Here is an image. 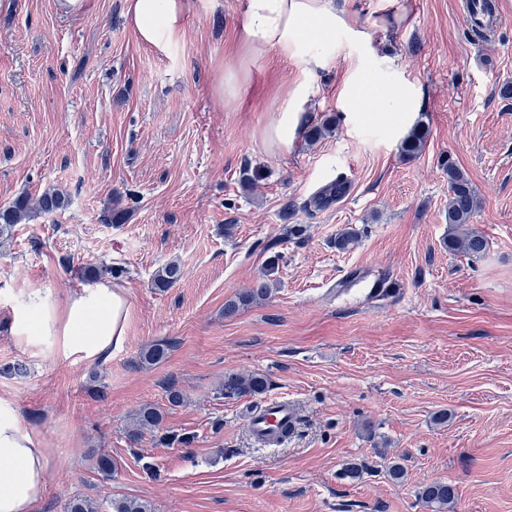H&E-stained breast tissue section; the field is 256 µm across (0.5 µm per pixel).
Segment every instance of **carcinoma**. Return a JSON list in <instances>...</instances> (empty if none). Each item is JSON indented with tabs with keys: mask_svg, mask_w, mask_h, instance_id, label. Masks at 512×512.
Listing matches in <instances>:
<instances>
[{
	"mask_svg": "<svg viewBox=\"0 0 512 512\" xmlns=\"http://www.w3.org/2000/svg\"><path fill=\"white\" fill-rule=\"evenodd\" d=\"M336 127V116H328L317 123L303 126V138L314 143L332 132ZM428 137L426 127L418 123L409 130L400 143L401 154L406 159H413L422 153ZM448 174V239L445 242L448 252H462L470 257L482 256L488 248L487 239L468 227L480 207L477 192L466 173L454 162L445 163ZM68 206V197L60 191L45 192L36 199L27 195L18 196L12 204L0 210V237L12 231L14 225L28 218L34 211L51 213ZM281 255L274 254L267 260L265 280L254 288L238 294L224 305V313L231 315L239 308L249 306L268 297L273 288L270 277L278 269ZM181 268L170 262L158 270L154 276L157 288H169L181 278ZM167 354V345L156 343L143 349L140 362L144 365H155ZM268 389L266 376L253 374L227 373L224 375L223 395L226 398H241L265 393ZM163 419L161 409L153 404L140 406L133 414L127 436L130 443H138L143 435L160 427ZM418 497L433 508L434 512H446L453 508L458 495L454 485L445 480H435L419 488ZM151 512L148 503L136 497H118L106 501V505L97 504L88 499L77 498L69 502L67 512Z\"/></svg>",
	"mask_w": 512,
	"mask_h": 512,
	"instance_id": "cac0c4a2",
	"label": "carcinoma"
}]
</instances>
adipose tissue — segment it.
<instances>
[{"label":"adipose tissue","mask_w":512,"mask_h":512,"mask_svg":"<svg viewBox=\"0 0 512 512\" xmlns=\"http://www.w3.org/2000/svg\"><path fill=\"white\" fill-rule=\"evenodd\" d=\"M243 23L237 35L246 60L269 52L300 59L303 74L312 61L300 56L305 23L323 32L348 26L352 14L338 0H240ZM198 0H126L123 19L137 41L159 55L183 40ZM128 300L122 289L101 281L64 298L30 291L28 307L12 318V335L32 354L50 349L55 361L93 363L111 355L127 336ZM52 457L38 433L20 422L0 397V512H35L47 489Z\"/></svg>","instance_id":"1"}]
</instances>
